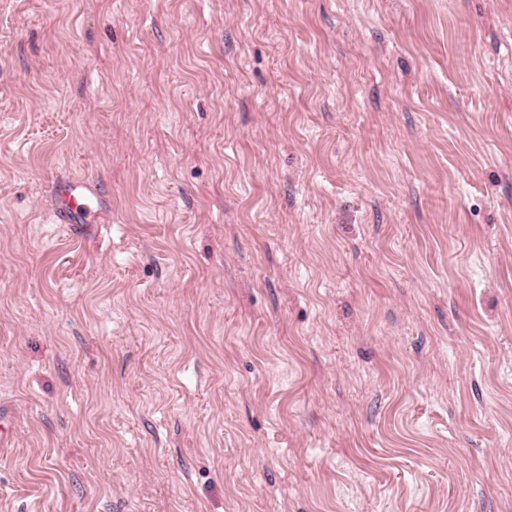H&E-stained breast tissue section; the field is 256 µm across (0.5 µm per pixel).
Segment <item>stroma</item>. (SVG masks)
I'll return each instance as SVG.
<instances>
[{
  "label": "stroma",
  "instance_id": "obj_1",
  "mask_svg": "<svg viewBox=\"0 0 512 512\" xmlns=\"http://www.w3.org/2000/svg\"><path fill=\"white\" fill-rule=\"evenodd\" d=\"M0 407V512H512V0H0ZM52 211L59 224H83L87 213L82 185L60 182L52 191Z\"/></svg>",
  "mask_w": 512,
  "mask_h": 512
}]
</instances>
